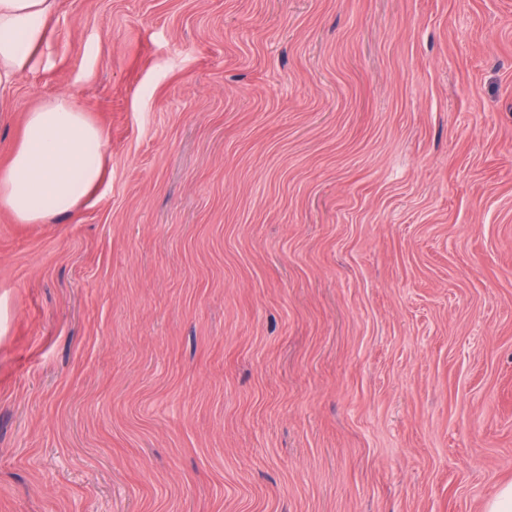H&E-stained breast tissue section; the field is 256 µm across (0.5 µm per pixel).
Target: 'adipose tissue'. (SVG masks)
Returning a JSON list of instances; mask_svg holds the SVG:
<instances>
[{"mask_svg": "<svg viewBox=\"0 0 512 512\" xmlns=\"http://www.w3.org/2000/svg\"><path fill=\"white\" fill-rule=\"evenodd\" d=\"M57 0H0V108L45 46ZM101 129L69 98L27 112L19 144L0 167V209L21 224L77 215L103 176Z\"/></svg>", "mask_w": 512, "mask_h": 512, "instance_id": "obj_1", "label": "adipose tissue"}]
</instances>
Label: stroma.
I'll return each instance as SVG.
<instances>
[{
	"label": "stroma",
	"instance_id": "1",
	"mask_svg": "<svg viewBox=\"0 0 512 512\" xmlns=\"http://www.w3.org/2000/svg\"><path fill=\"white\" fill-rule=\"evenodd\" d=\"M0 512H483L512 481V0H58L0 112ZM101 129L66 96L27 112L19 144L0 167V208L20 224L76 216L103 176Z\"/></svg>",
	"mask_w": 512,
	"mask_h": 512
}]
</instances>
